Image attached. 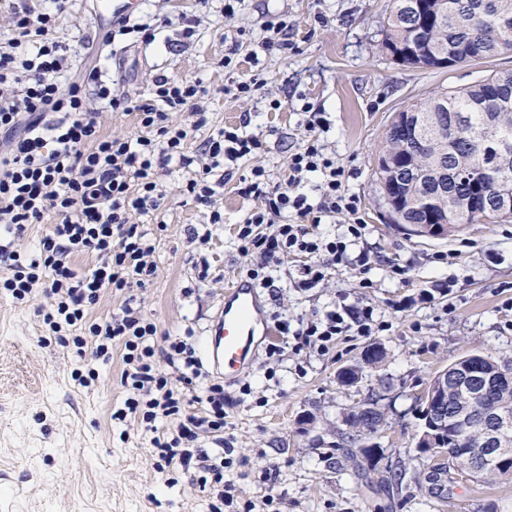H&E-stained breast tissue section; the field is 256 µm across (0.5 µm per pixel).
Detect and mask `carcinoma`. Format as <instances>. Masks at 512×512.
Returning <instances> with one entry per match:
<instances>
[{
    "instance_id": "obj_1",
    "label": "carcinoma",
    "mask_w": 512,
    "mask_h": 512,
    "mask_svg": "<svg viewBox=\"0 0 512 512\" xmlns=\"http://www.w3.org/2000/svg\"><path fill=\"white\" fill-rule=\"evenodd\" d=\"M406 0H389L385 38L382 48L395 51L397 64L416 68L406 50L411 46L413 19L403 4ZM435 0H421L419 15L422 34L417 43L426 68L439 69L441 62H458L470 56L480 60L512 51V0H444L445 8L435 10ZM505 84L512 89V69L500 70L475 84L455 90L437 91L408 107L424 123V142H419L409 131L394 124L386 132L379 155L388 163L410 168L401 178L392 195L407 203L408 198L427 195L436 187L439 166L457 175L450 187L452 195L435 196L418 209L402 213L401 223L423 224L428 214H448V223L456 225L458 233L471 224H501L512 221L511 216L497 215L488 210L485 201L492 200L502 187L512 188V104L497 107V86ZM363 362L345 368L339 373L341 383L354 381L363 375L367 366L379 367L385 359V349L372 343ZM477 363L489 376L486 403L512 412V385H503L497 379L503 372H512V364L496 360L481 351L467 353L455 361L465 367ZM473 395L466 390L448 391V416L456 410L473 404ZM377 401L367 399L352 407L344 416L348 432L343 440L349 446L363 449L372 458L374 449L365 445L383 424V411L373 409ZM481 428L448 426L444 448L447 464L442 471L467 479L496 478L512 480V429L504 436L506 454L494 469L480 466L475 450Z\"/></svg>"
}]
</instances>
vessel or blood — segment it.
I'll return each instance as SVG.
<instances>
[{"mask_svg": "<svg viewBox=\"0 0 512 512\" xmlns=\"http://www.w3.org/2000/svg\"><path fill=\"white\" fill-rule=\"evenodd\" d=\"M135 0H95L100 21L129 16ZM265 325L257 294L246 281L234 282L224 291V304L205 346V360L225 379H233L245 370L256 354L257 340L272 336Z\"/></svg>", "mask_w": 512, "mask_h": 512, "instance_id": "1", "label": "vessel or blood"}]
</instances>
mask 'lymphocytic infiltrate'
I'll return each mask as SVG.
<instances>
[{
  "label": "lymphocytic infiltrate",
  "instance_id": "f902f5d3",
  "mask_svg": "<svg viewBox=\"0 0 512 512\" xmlns=\"http://www.w3.org/2000/svg\"><path fill=\"white\" fill-rule=\"evenodd\" d=\"M53 2L48 12L34 0H17L10 16L14 34L0 42V292L21 304L45 296L38 310L42 327L54 336L69 334L86 361L82 386L99 382L101 365L120 347L127 397L115 419L153 432L161 460L206 474L204 490L223 501L231 488L224 480V386H199L203 372L191 344L175 338L158 345L156 324L133 296L158 275V239L137 219L159 210L164 192L158 175L175 166L189 173L184 193L206 208L210 223H223L217 201L224 182L214 172L225 161L257 156L263 143L248 133L247 115L237 125L209 128L196 142L209 121V90L201 79L156 75L149 96L140 97L103 81L98 68L80 70L55 36L57 16L72 0ZM103 107L133 116V132L105 134ZM178 112L185 120L175 121ZM304 129L303 146L290 156L280 183L269 184L258 165L235 186L256 202L236 238L250 258L247 278L264 288L273 287L275 271L291 257L302 260L299 287H317L365 233L343 167L320 144L327 130L322 113L309 112ZM336 216L347 219L344 235L320 234L319 225ZM44 222L50 230L36 252L22 248L29 226ZM81 254L92 255L93 265L78 268L74 259ZM112 293L123 297L119 311L94 317ZM370 317V311L345 307L295 327L285 315L275 320L281 333L324 351L350 330L367 334ZM164 422L170 430H161ZM204 438L214 451L199 449Z\"/></svg>",
  "mask_w": 512,
  "mask_h": 512
}]
</instances>
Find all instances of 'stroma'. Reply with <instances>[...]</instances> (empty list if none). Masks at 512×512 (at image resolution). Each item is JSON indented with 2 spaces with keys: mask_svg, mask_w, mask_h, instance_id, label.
<instances>
[{
  "mask_svg": "<svg viewBox=\"0 0 512 512\" xmlns=\"http://www.w3.org/2000/svg\"><path fill=\"white\" fill-rule=\"evenodd\" d=\"M387 0H243L235 17L212 0L201 26L179 36L174 18L194 0H140L136 16L165 15L169 26L154 41L113 52L89 47L99 29L88 0H76L56 35L80 50L88 65L130 92L148 95L155 73L202 78L209 88L211 126L239 124L253 112L252 129L264 149L254 162L278 182L302 143L306 106L324 113V148L344 166L347 187L360 200L366 233L335 275L311 290L295 288L296 266L282 268L274 288L260 291L265 313L282 311L301 322L341 306L373 313L367 335L337 337L329 350L299 345L295 337L261 342L253 364L225 384V479L233 502L223 512H246L248 502L272 496L265 512H512V481L449 480L445 491L424 479L427 459L416 448L419 397L429 380L473 350L512 361V223L473 224L445 239L409 234L396 224L375 176L377 150L395 112L441 89H455L512 69V52L451 69H410L381 49ZM286 18L294 53L255 50L267 21ZM232 64H225V54ZM261 75L281 110H256L253 101L223 89ZM185 173H160L167 224L156 251L157 278L139 289L145 315L159 338L183 336L203 349L227 282L245 277L235 226L253 200L225 191L224 221L185 194ZM210 229L206 245L189 240ZM367 254L374 285L360 287L356 265ZM210 276L199 280L201 265ZM401 274H394L392 266ZM44 297L15 304L0 297V512H210L197 473L157 468L151 435L136 422L111 415L126 390L120 349L102 368L100 385L71 377L80 360L53 341L41 342L37 309ZM386 358L361 381L342 385L339 371L369 344ZM379 396L384 426L369 441L380 460L351 462L341 445L344 414Z\"/></svg>",
  "mask_w": 512,
  "mask_h": 512,
  "instance_id": "1",
  "label": "stroma"
}]
</instances>
